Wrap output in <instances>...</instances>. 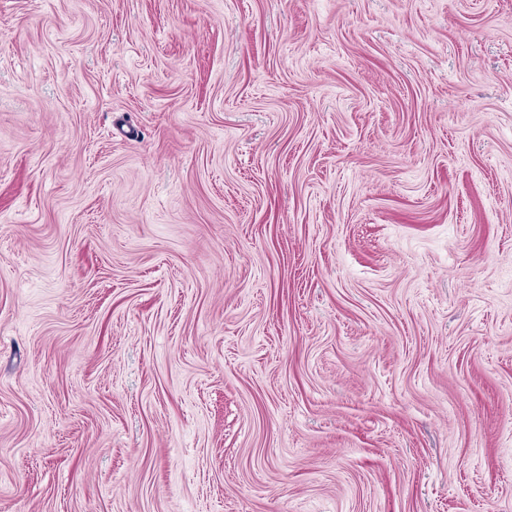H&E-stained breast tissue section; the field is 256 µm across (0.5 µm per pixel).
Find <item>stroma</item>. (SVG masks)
Here are the masks:
<instances>
[{
  "instance_id": "35a3bbf8",
  "label": "stroma",
  "mask_w": 512,
  "mask_h": 512,
  "mask_svg": "<svg viewBox=\"0 0 512 512\" xmlns=\"http://www.w3.org/2000/svg\"><path fill=\"white\" fill-rule=\"evenodd\" d=\"M0 512H512V0H0Z\"/></svg>"
}]
</instances>
